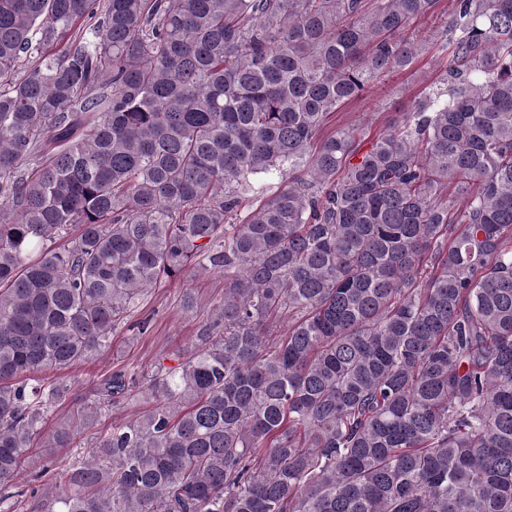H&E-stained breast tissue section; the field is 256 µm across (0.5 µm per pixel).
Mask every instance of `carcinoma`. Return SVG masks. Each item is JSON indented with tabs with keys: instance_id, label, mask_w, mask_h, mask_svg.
<instances>
[{
	"instance_id": "1",
	"label": "carcinoma",
	"mask_w": 512,
	"mask_h": 512,
	"mask_svg": "<svg viewBox=\"0 0 512 512\" xmlns=\"http://www.w3.org/2000/svg\"><path fill=\"white\" fill-rule=\"evenodd\" d=\"M440 2L0 0V512H512V0H448L436 86L323 134ZM196 266L191 349L46 437L45 374ZM147 406L148 404L140 398L129 401L124 406L113 408L100 418L97 428L100 430L111 428L113 422L130 419L135 414H140Z\"/></svg>"
}]
</instances>
